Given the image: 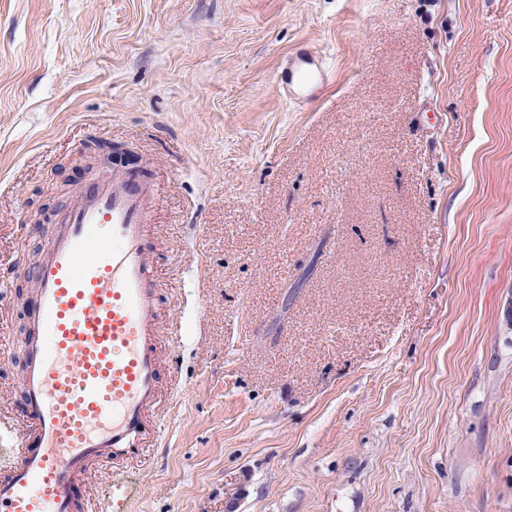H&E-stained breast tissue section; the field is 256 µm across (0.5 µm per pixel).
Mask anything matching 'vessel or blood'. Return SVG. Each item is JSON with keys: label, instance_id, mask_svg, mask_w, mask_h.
<instances>
[{"label": "vessel or blood", "instance_id": "vessel-or-blood-1", "mask_svg": "<svg viewBox=\"0 0 512 512\" xmlns=\"http://www.w3.org/2000/svg\"><path fill=\"white\" fill-rule=\"evenodd\" d=\"M333 69L316 47L289 55L277 77L284 99L320 93ZM158 197L144 173L85 183L57 219L48 257L34 271L31 344L15 410L25 433L0 428V512H94L77 486L91 463L116 450L140 454L150 411L163 398L158 301L150 257Z\"/></svg>", "mask_w": 512, "mask_h": 512}]
</instances>
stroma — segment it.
<instances>
[{"label":"stroma","instance_id":"1","mask_svg":"<svg viewBox=\"0 0 512 512\" xmlns=\"http://www.w3.org/2000/svg\"><path fill=\"white\" fill-rule=\"evenodd\" d=\"M105 143L181 329L102 512H512V0H0V417ZM333 79V68L314 46L301 47L281 66L277 86L286 101L301 103L320 93Z\"/></svg>","mask_w":512,"mask_h":512}]
</instances>
